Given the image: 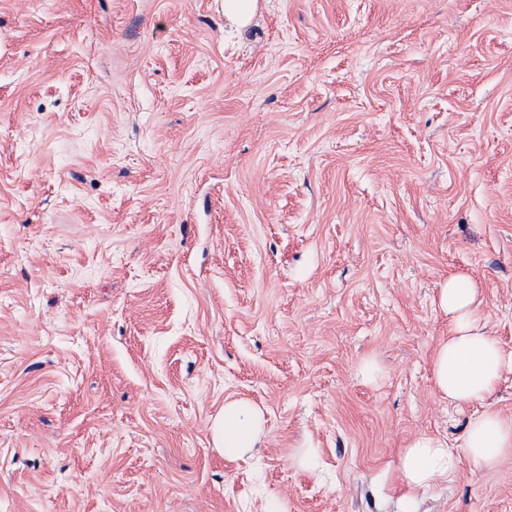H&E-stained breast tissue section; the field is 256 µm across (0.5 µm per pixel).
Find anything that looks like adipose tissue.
<instances>
[{
    "instance_id": "1",
    "label": "adipose tissue",
    "mask_w": 512,
    "mask_h": 512,
    "mask_svg": "<svg viewBox=\"0 0 512 512\" xmlns=\"http://www.w3.org/2000/svg\"><path fill=\"white\" fill-rule=\"evenodd\" d=\"M475 298L473 282L461 276L449 278L439 291V304L450 317V334L432 357V375L436 390L452 403L485 399L505 369L512 367V355L505 354L498 340L477 322ZM262 426L259 408L242 399L225 401L214 423L217 445L225 457H241L253 448ZM510 448L512 422L487 409L469 421L461 452L452 451L440 438L419 435L402 448L399 471L412 495L452 477L461 458L490 469Z\"/></svg>"
}]
</instances>
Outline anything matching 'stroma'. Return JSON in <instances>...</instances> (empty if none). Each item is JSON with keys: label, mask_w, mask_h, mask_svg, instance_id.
Here are the masks:
<instances>
[{"label": "stroma", "mask_w": 512, "mask_h": 512, "mask_svg": "<svg viewBox=\"0 0 512 512\" xmlns=\"http://www.w3.org/2000/svg\"><path fill=\"white\" fill-rule=\"evenodd\" d=\"M452 276L512 352V0H0V512H512V450L402 487L512 420L436 391ZM256 9V0H224V16L227 20L246 22ZM262 426L259 408L242 399L226 400L214 423L217 445L225 457H242L253 448ZM512 447V422L491 409L474 416L467 425L462 452L477 466L492 469ZM460 457L440 438L418 435L402 448L399 471L410 497L448 480L458 470Z\"/></svg>", "instance_id": "35a3bbf8"}]
</instances>
